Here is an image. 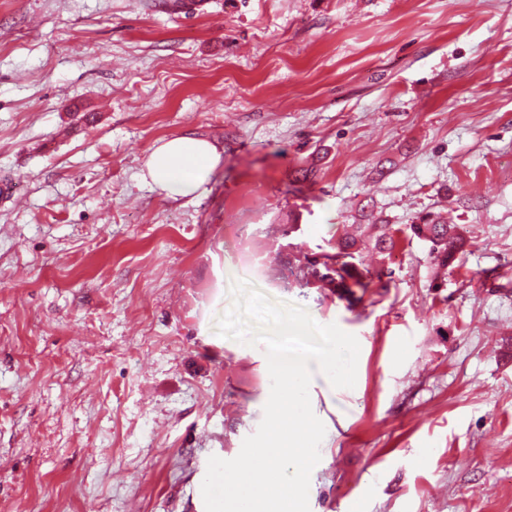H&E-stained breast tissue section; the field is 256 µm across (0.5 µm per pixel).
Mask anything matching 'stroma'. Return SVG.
Masks as SVG:
<instances>
[{"instance_id": "obj_1", "label": "stroma", "mask_w": 512, "mask_h": 512, "mask_svg": "<svg viewBox=\"0 0 512 512\" xmlns=\"http://www.w3.org/2000/svg\"><path fill=\"white\" fill-rule=\"evenodd\" d=\"M184 135L222 161L173 199L142 175ZM2 183L0 512H205L271 387L215 331L234 280L360 345L353 388L312 375L310 512H512V0H0ZM436 213L470 242L439 276ZM228 224L403 235L352 308ZM225 241L234 253H241L257 272H261L266 266L267 258L262 253L251 251L246 241L238 237L231 228L225 233Z\"/></svg>"}]
</instances>
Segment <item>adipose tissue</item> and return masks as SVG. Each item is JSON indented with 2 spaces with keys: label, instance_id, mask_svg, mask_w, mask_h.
I'll use <instances>...</instances> for the list:
<instances>
[{
  "label": "adipose tissue",
  "instance_id": "obj_1",
  "mask_svg": "<svg viewBox=\"0 0 512 512\" xmlns=\"http://www.w3.org/2000/svg\"><path fill=\"white\" fill-rule=\"evenodd\" d=\"M222 155L211 142L178 136L159 144L146 162L151 182L167 195L187 197L207 184Z\"/></svg>",
  "mask_w": 512,
  "mask_h": 512
}]
</instances>
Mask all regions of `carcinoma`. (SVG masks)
Segmentation results:
<instances>
[{"label": "carcinoma", "instance_id": "1", "mask_svg": "<svg viewBox=\"0 0 512 512\" xmlns=\"http://www.w3.org/2000/svg\"><path fill=\"white\" fill-rule=\"evenodd\" d=\"M412 235L430 243L432 261L435 266L445 269L466 251L467 241L456 224H450L436 216L421 224L410 225ZM277 272L281 273L279 286L282 288H334L339 298L353 305L362 300L374 279L382 271L366 264L357 248V238L345 234L328 251L305 250L276 254Z\"/></svg>", "mask_w": 512, "mask_h": 512}]
</instances>
